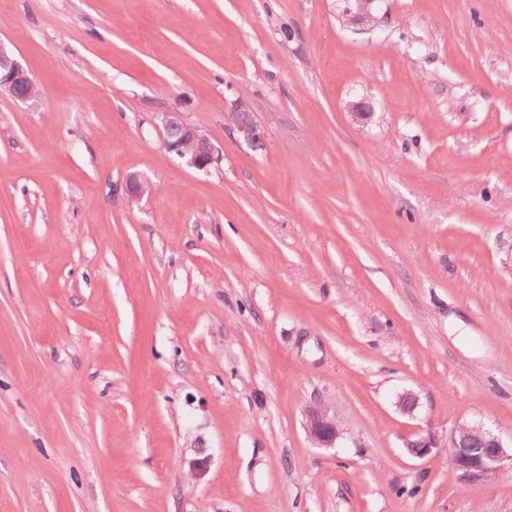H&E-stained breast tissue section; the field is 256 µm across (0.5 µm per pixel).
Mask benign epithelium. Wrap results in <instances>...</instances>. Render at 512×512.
Here are the masks:
<instances>
[{"instance_id": "7a95c632", "label": "benign epithelium", "mask_w": 512, "mask_h": 512, "mask_svg": "<svg viewBox=\"0 0 512 512\" xmlns=\"http://www.w3.org/2000/svg\"><path fill=\"white\" fill-rule=\"evenodd\" d=\"M349 6L343 14L346 22L353 26L368 24L373 15L371 5L374 0H345ZM7 95L22 103L35 102L39 92L28 71L16 59L11 49L0 42V97ZM347 110L352 120L365 124L373 116L369 101L364 98L351 101ZM162 126L163 144L185 163L197 170L207 171L218 166L223 154L199 132L187 123L179 112H161L158 115ZM228 130L242 138L249 145L261 144V132L258 124L248 119V110L239 100L233 101L228 112L224 113ZM180 130V138L172 141L170 131ZM125 194L136 202L150 192V186L139 178L130 175L125 182ZM305 427L310 440L323 448H332L341 436L336 416L324 404H315L306 409ZM451 449L450 460L453 468L460 473V479L468 484L488 481L498 476L506 467L512 469V448L504 446L502 440L490 430L480 425H461L448 435ZM437 447L434 437L419 436L405 443L408 455L423 459L431 456Z\"/></svg>"}]
</instances>
